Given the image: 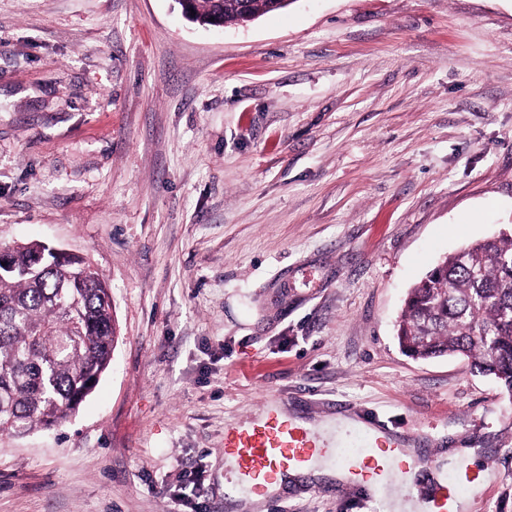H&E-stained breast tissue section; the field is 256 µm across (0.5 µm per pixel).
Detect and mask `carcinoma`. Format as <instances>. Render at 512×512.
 I'll return each mask as SVG.
<instances>
[{"label": "carcinoma", "mask_w": 512, "mask_h": 512, "mask_svg": "<svg viewBox=\"0 0 512 512\" xmlns=\"http://www.w3.org/2000/svg\"><path fill=\"white\" fill-rule=\"evenodd\" d=\"M271 12L252 0H197L182 11L210 26ZM49 249L14 245L0 268V432L22 435L61 425L109 368L115 342L110 288L82 259L38 262ZM400 347L418 359L463 355L475 373L512 393V232L462 248L419 281L398 325Z\"/></svg>", "instance_id": "1"}]
</instances>
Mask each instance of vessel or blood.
Returning <instances> with one entry per match:
<instances>
[{
	"label": "vessel or blood",
	"mask_w": 512,
	"mask_h": 512,
	"mask_svg": "<svg viewBox=\"0 0 512 512\" xmlns=\"http://www.w3.org/2000/svg\"><path fill=\"white\" fill-rule=\"evenodd\" d=\"M361 433L365 449L342 459L356 486L394 477L410 481L414 464L397 435L369 414L363 419ZM224 451L236 460L238 483L254 496L261 495L284 472L305 468L313 458L329 453L314 433L272 405L259 418L226 425ZM460 489L455 480L438 488L433 495L436 512H454Z\"/></svg>",
	"instance_id": "b4317fda"
}]
</instances>
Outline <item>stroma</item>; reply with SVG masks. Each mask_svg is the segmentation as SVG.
<instances>
[{
	"mask_svg": "<svg viewBox=\"0 0 512 512\" xmlns=\"http://www.w3.org/2000/svg\"><path fill=\"white\" fill-rule=\"evenodd\" d=\"M512 225V0H294L245 25L175 0H0V244L81 255L112 365L62 426L0 435V512H385L333 477L262 500L224 427L272 400L376 413L431 476L512 512V394L396 340L409 288Z\"/></svg>",
	"mask_w": 512,
	"mask_h": 512,
	"instance_id": "obj_1",
	"label": "stroma"
}]
</instances>
